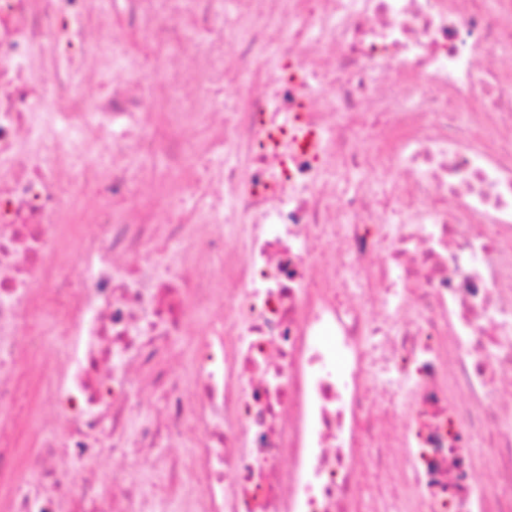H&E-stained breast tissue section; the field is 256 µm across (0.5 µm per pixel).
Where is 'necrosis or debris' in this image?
I'll list each match as a JSON object with an SVG mask.
<instances>
[{
  "label": "necrosis or debris",
  "mask_w": 512,
  "mask_h": 512,
  "mask_svg": "<svg viewBox=\"0 0 512 512\" xmlns=\"http://www.w3.org/2000/svg\"><path fill=\"white\" fill-rule=\"evenodd\" d=\"M507 51L512 0H0V512H155L93 462L192 433L181 512H512ZM211 318L202 317L197 318L191 321L188 327V333L186 336H182L181 342L178 344L177 348L172 350L169 358L170 361L179 366H185L189 363L190 357L192 355L193 350L196 347L198 339L201 337L200 335L207 327V324Z\"/></svg>",
  "instance_id": "4bbe7bcc"
}]
</instances>
